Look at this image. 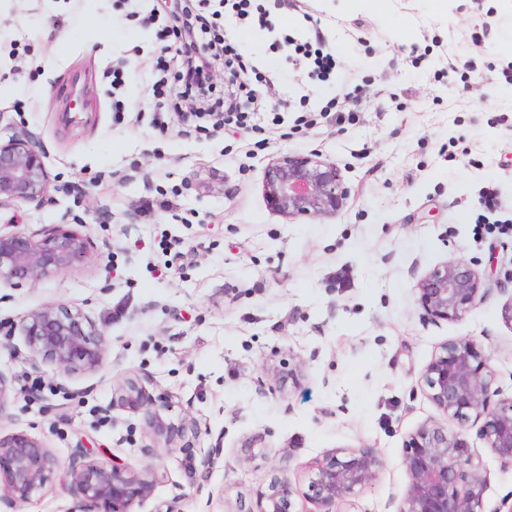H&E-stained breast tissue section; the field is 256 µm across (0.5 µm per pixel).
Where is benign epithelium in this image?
<instances>
[{
  "instance_id": "obj_1",
  "label": "benign epithelium",
  "mask_w": 512,
  "mask_h": 512,
  "mask_svg": "<svg viewBox=\"0 0 512 512\" xmlns=\"http://www.w3.org/2000/svg\"><path fill=\"white\" fill-rule=\"evenodd\" d=\"M51 175L43 148L25 126H11L0 140V208L23 199L42 206L51 201ZM263 192L271 210L288 221L336 215L347 199V188L336 163L317 152L279 153L268 163ZM86 240L59 228L42 239L24 233L0 234V277L36 283L51 271L69 265L84 253ZM418 301L437 320L454 321L475 308L487 289L477 271L453 258L427 271L417 285ZM21 331L32 353L66 374L99 370L105 337L90 317L63 305L31 311ZM490 357L469 338L443 343L425 367L421 383L428 399L459 430L437 422L409 436L402 464L408 476L400 512H485L486 473L482 459L465 456L462 429L475 419L490 454L512 464V398L491 402ZM297 364L273 371L276 387L287 390L299 380ZM121 406L143 416L150 433L173 445L198 432L193 419L173 422L165 417L169 404H157L137 376L124 378L114 390ZM56 459L35 437L17 432L0 435V500L9 504L38 496ZM383 460L376 448H337L309 466L307 498L315 512H336V505L357 488L374 481ZM76 512H133L148 498L153 480L125 465L106 468L79 449L70 462ZM295 489L280 468L257 493L254 512H294Z\"/></svg>"
}]
</instances>
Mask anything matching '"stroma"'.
<instances>
[{
    "label": "stroma",
    "instance_id": "obj_1",
    "mask_svg": "<svg viewBox=\"0 0 512 512\" xmlns=\"http://www.w3.org/2000/svg\"><path fill=\"white\" fill-rule=\"evenodd\" d=\"M197 0H0V136L33 130L52 202L0 209V232L69 228L90 241L73 264L36 283L0 280V373L11 387L0 434L25 432L57 461L42 493L0 512H72L69 462L89 448L103 466L151 471L134 512H250L273 466H285L294 512H311L309 464L336 448L378 449V477L339 512H400L404 443L444 415L419 378L459 337L490 355L493 387L512 396V0H253L268 27L224 13V37L250 68L240 80L262 109L246 125L196 128L181 113L218 111L184 98L158 113L155 60L174 37L150 10ZM293 43H321L330 78L309 73ZM121 84L112 81L113 70ZM85 106L72 107L75 98ZM315 151L349 190L333 217L288 221L263 194L281 152ZM498 196L496 226L481 197ZM464 258L486 299L457 321L433 320L417 284ZM81 309L104 332V365L67 375L34 364L20 327L34 309ZM298 386L274 389L279 363ZM125 375L146 379L190 447L155 438L112 402ZM261 436L263 457L241 448ZM494 512L512 467L469 423ZM220 462L202 477L212 451Z\"/></svg>",
    "mask_w": 512,
    "mask_h": 512
}]
</instances>
